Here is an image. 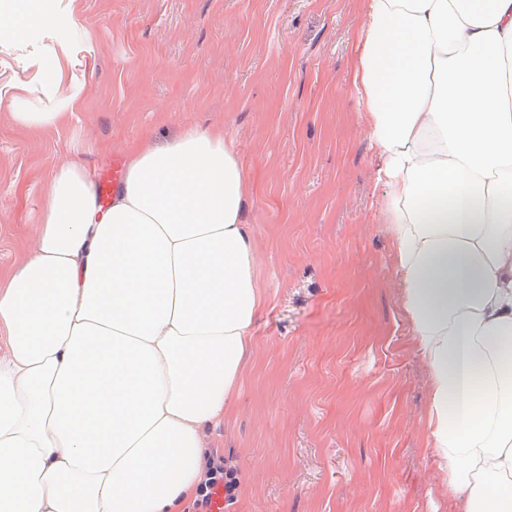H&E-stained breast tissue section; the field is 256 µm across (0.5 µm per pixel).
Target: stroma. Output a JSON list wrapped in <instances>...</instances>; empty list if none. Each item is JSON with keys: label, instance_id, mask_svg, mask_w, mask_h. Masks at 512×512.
<instances>
[{"label": "stroma", "instance_id": "obj_1", "mask_svg": "<svg viewBox=\"0 0 512 512\" xmlns=\"http://www.w3.org/2000/svg\"><path fill=\"white\" fill-rule=\"evenodd\" d=\"M365 22V0H56L23 46L0 38L1 268L34 245L69 159L98 180L189 128L236 150L265 303L210 433L240 481L224 512H457L353 84ZM60 49L80 100L24 128L9 105L51 104L28 86Z\"/></svg>", "mask_w": 512, "mask_h": 512}]
</instances>
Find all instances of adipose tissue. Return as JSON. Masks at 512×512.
Instances as JSON below:
<instances>
[{"instance_id":"adipose-tissue-1","label":"adipose tissue","mask_w":512,"mask_h":512,"mask_svg":"<svg viewBox=\"0 0 512 512\" xmlns=\"http://www.w3.org/2000/svg\"><path fill=\"white\" fill-rule=\"evenodd\" d=\"M19 0L0 29L51 23ZM355 85L458 512H512V0H366ZM81 91L13 118L57 127ZM223 131L76 159L0 271V512H182L264 299Z\"/></svg>"}]
</instances>
